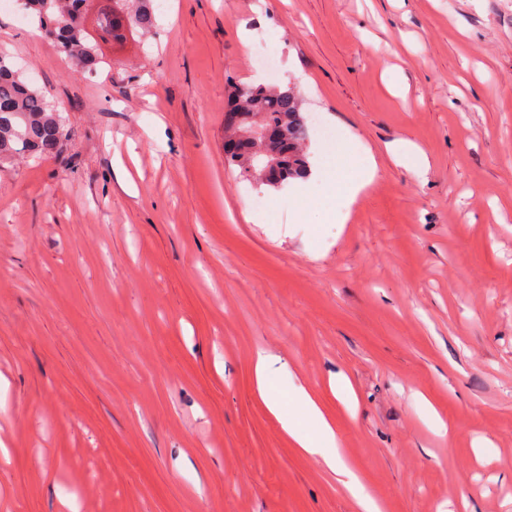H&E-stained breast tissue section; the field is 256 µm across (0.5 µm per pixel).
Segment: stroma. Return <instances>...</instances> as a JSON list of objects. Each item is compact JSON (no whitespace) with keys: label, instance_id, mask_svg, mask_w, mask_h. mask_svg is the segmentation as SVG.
Instances as JSON below:
<instances>
[{"label":"stroma","instance_id":"1","mask_svg":"<svg viewBox=\"0 0 512 512\" xmlns=\"http://www.w3.org/2000/svg\"><path fill=\"white\" fill-rule=\"evenodd\" d=\"M101 50L84 74L0 13L70 133L0 164V512H355L261 348L384 512H512V0H165ZM234 83L294 90L323 174L372 150L346 224L228 166ZM390 152L396 163L401 164L404 161L413 160L421 174H426L429 168L428 158L416 146L408 142H402L399 146L391 147ZM277 361L278 358L266 349L257 350L253 358L254 385L268 411L281 423L295 448H299L303 455L323 462L336 475L337 481L356 500L357 512H381L379 504L363 494L357 473L340 462L336 426L307 388L292 383L288 388V398L312 425V433L299 429L295 420L283 411L281 400L269 389L271 368Z\"/></svg>","mask_w":512,"mask_h":512}]
</instances>
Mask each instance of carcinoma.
I'll use <instances>...</instances> for the list:
<instances>
[{
    "label": "carcinoma",
    "instance_id": "carcinoma-1",
    "mask_svg": "<svg viewBox=\"0 0 512 512\" xmlns=\"http://www.w3.org/2000/svg\"><path fill=\"white\" fill-rule=\"evenodd\" d=\"M97 2L98 38L119 43L139 29L144 33L155 27L152 0H22L28 14L59 53L81 71L94 73L105 63L98 43L89 40L87 12L89 2ZM229 109L245 112L264 127L282 126L288 138L274 142L281 155L278 168L272 170L266 185L277 188L305 174L310 162L304 150L307 128L296 94L259 85H235ZM68 130L57 107L39 88L29 84L0 55V163L19 156L49 157L62 151ZM249 143L227 159L241 173L249 172Z\"/></svg>",
    "mask_w": 512,
    "mask_h": 512
}]
</instances>
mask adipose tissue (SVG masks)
I'll return each instance as SVG.
<instances>
[{"mask_svg": "<svg viewBox=\"0 0 512 512\" xmlns=\"http://www.w3.org/2000/svg\"><path fill=\"white\" fill-rule=\"evenodd\" d=\"M376 172V161L370 156L366 159L362 173L356 178H347L344 171L340 170L329 179L313 170L302 179L301 186L306 190L322 186L335 200V207L330 215L332 223L343 224L348 219L351 206L357 202L363 189L373 181ZM276 361V356L266 349L257 350L253 358L254 385L268 411L278 419L294 446L303 455L323 462L335 474L337 481L354 497L358 512H381L379 504L363 494L357 473L340 462L336 426L307 388L292 385L288 390V397L298 414L312 425V432L299 429L294 418L284 412L280 399L270 388V372Z\"/></svg>", "mask_w": 512, "mask_h": 512, "instance_id": "ef3b65f1", "label": "adipose tissue"}]
</instances>
